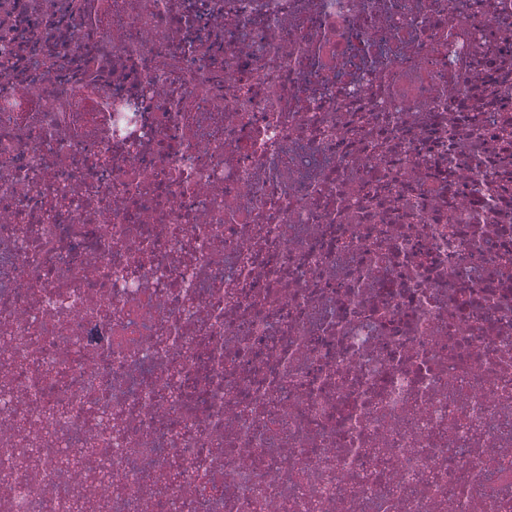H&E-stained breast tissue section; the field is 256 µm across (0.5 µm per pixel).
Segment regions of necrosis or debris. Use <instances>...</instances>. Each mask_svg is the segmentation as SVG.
Returning a JSON list of instances; mask_svg holds the SVG:
<instances>
[{
  "mask_svg": "<svg viewBox=\"0 0 512 512\" xmlns=\"http://www.w3.org/2000/svg\"><path fill=\"white\" fill-rule=\"evenodd\" d=\"M0 512H512V0H0Z\"/></svg>",
  "mask_w": 512,
  "mask_h": 512,
  "instance_id": "obj_1",
  "label": "necrosis or debris"
}]
</instances>
